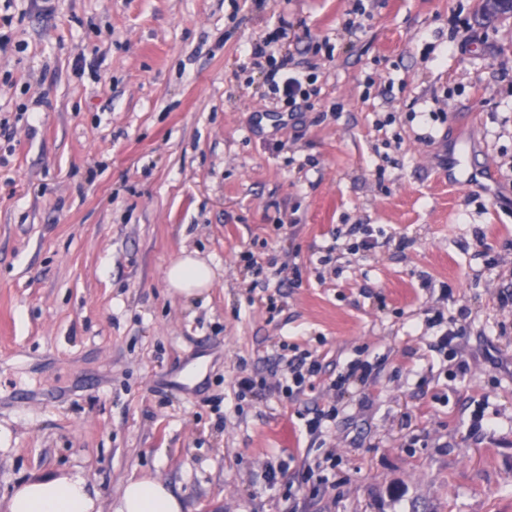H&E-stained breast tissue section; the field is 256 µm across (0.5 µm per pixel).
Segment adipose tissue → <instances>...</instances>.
Returning <instances> with one entry per match:
<instances>
[{"mask_svg": "<svg viewBox=\"0 0 512 512\" xmlns=\"http://www.w3.org/2000/svg\"><path fill=\"white\" fill-rule=\"evenodd\" d=\"M216 271L211 264L186 254L166 270L169 290L182 298L203 295ZM113 512H183L182 500L160 480L150 477L126 481L112 503ZM5 512H100L98 494L78 476L33 475L16 485L5 503Z\"/></svg>", "mask_w": 512, "mask_h": 512, "instance_id": "1", "label": "adipose tissue"}]
</instances>
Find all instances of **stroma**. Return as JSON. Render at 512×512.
Returning <instances> with one entry per match:
<instances>
[{"label": "stroma", "instance_id": "obj_1", "mask_svg": "<svg viewBox=\"0 0 512 512\" xmlns=\"http://www.w3.org/2000/svg\"><path fill=\"white\" fill-rule=\"evenodd\" d=\"M1 30L0 502L47 472L102 512L143 476L185 512H512V16L0 0ZM271 38L307 78L293 120L249 59ZM461 148L481 183L449 184ZM185 250L218 268L190 302ZM216 270L196 252L184 254L173 261L166 270L168 289L182 298L190 300L203 295L211 287ZM310 355L300 356L288 361V374L291 376V382L294 386L300 387L306 379V376H314L318 372L317 360H309Z\"/></svg>", "mask_w": 512, "mask_h": 512}]
</instances>
